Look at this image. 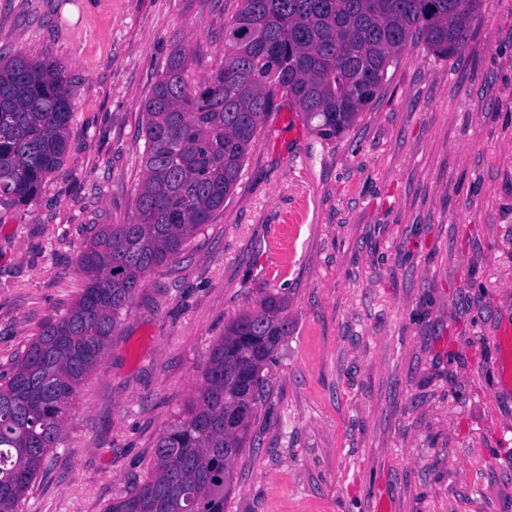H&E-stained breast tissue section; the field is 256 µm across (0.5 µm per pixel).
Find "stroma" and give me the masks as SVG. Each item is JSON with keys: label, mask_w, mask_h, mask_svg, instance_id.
Wrapping results in <instances>:
<instances>
[{"label": "stroma", "mask_w": 512, "mask_h": 512, "mask_svg": "<svg viewBox=\"0 0 512 512\" xmlns=\"http://www.w3.org/2000/svg\"><path fill=\"white\" fill-rule=\"evenodd\" d=\"M241 0H0V56L74 86L59 170L0 204V375L85 285L76 256L128 223L141 106L175 45L215 71ZM290 331L224 512H512V0L463 48L405 51L340 138L268 114L239 181L123 311L25 512H106L147 480L227 323L268 295ZM499 345V375L501 383L512 386V331L504 330L497 338Z\"/></svg>", "instance_id": "1"}]
</instances>
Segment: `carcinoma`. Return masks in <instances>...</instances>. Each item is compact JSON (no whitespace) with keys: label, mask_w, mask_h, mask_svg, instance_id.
I'll list each match as a JSON object with an SVG mask.
<instances>
[{"label":"carcinoma","mask_w":512,"mask_h":512,"mask_svg":"<svg viewBox=\"0 0 512 512\" xmlns=\"http://www.w3.org/2000/svg\"><path fill=\"white\" fill-rule=\"evenodd\" d=\"M480 0H242L224 61L189 81L176 46L144 101L142 180L134 215L103 224L76 263L86 280L71 309L45 325L0 383V512L24 505L87 377L99 369L122 311L146 276L172 261L237 185L277 100L316 133L341 136L375 98L398 56L419 42L456 54ZM72 92L58 63L0 58V203L25 204L64 161ZM286 301L265 297L224 327L189 405L159 437L150 476L106 512H224L231 462L266 402V370L288 336Z\"/></svg>","instance_id":"obj_1"}]
</instances>
